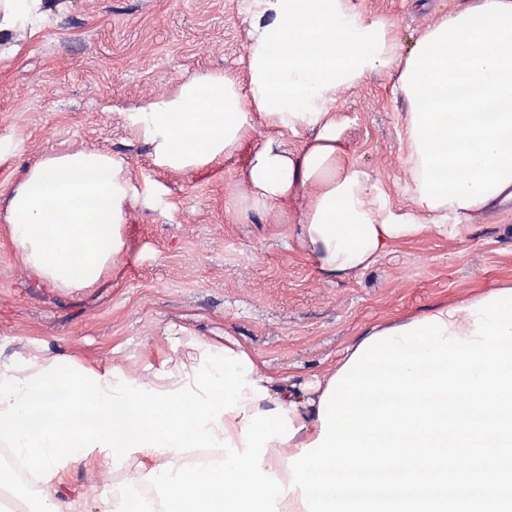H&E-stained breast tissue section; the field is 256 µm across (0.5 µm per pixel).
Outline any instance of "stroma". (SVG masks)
<instances>
[{
    "label": "stroma",
    "mask_w": 512,
    "mask_h": 512,
    "mask_svg": "<svg viewBox=\"0 0 512 512\" xmlns=\"http://www.w3.org/2000/svg\"><path fill=\"white\" fill-rule=\"evenodd\" d=\"M390 21L403 50L455 0H352ZM48 22L0 41V359L35 353L151 377L184 337L233 336L270 370L302 382L339 359L358 329L512 281V225L476 216L459 239L404 242L372 269L328 284L288 224L229 219L224 195L238 159L178 174L153 166L127 112L211 73L245 75L252 0H44ZM334 110L355 161L394 205H412L396 75L366 76ZM96 149L124 160L135 183L155 181L126 226L127 254L97 287L61 290L33 277L7 237L6 196L46 155ZM110 476L71 463L63 512H103Z\"/></svg>",
    "instance_id": "35a3bbf8"
}]
</instances>
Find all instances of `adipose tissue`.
Returning a JSON list of instances; mask_svg holds the SVG:
<instances>
[{
  "instance_id": "obj_1",
  "label": "adipose tissue",
  "mask_w": 512,
  "mask_h": 512,
  "mask_svg": "<svg viewBox=\"0 0 512 512\" xmlns=\"http://www.w3.org/2000/svg\"><path fill=\"white\" fill-rule=\"evenodd\" d=\"M45 18L43 0H0V35ZM390 22L351 0H255L247 74H209L145 100L128 121L155 167L194 173L237 154L224 211L274 213L327 283L373 268L393 247L428 234L472 232L466 217L512 203V0H458L410 52ZM373 71L398 72L411 208L393 205L351 156L332 106ZM465 95L437 102L443 86ZM297 139L289 147V139ZM124 162L89 149L43 157L9 195V238L21 263L54 288L96 287L126 254L139 193ZM311 383L271 374L232 336L185 337L151 378L75 368L60 357L0 362V441L42 484V512L68 460L100 473L136 460L139 512H306L289 488L288 457L321 431ZM191 448L219 452L218 475L193 473Z\"/></svg>"
}]
</instances>
